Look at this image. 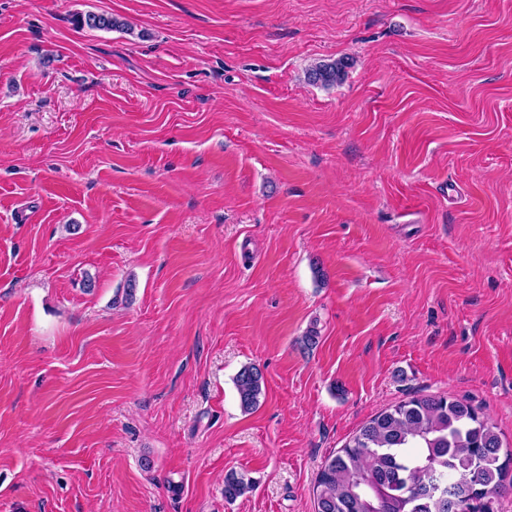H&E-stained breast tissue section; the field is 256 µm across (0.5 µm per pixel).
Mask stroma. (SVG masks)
Masks as SVG:
<instances>
[{"label": "stroma", "mask_w": 512, "mask_h": 512, "mask_svg": "<svg viewBox=\"0 0 512 512\" xmlns=\"http://www.w3.org/2000/svg\"><path fill=\"white\" fill-rule=\"evenodd\" d=\"M419 393L512 449V0H0V512H315ZM348 67L349 63L341 59L330 63L320 62L307 70L306 77L309 82L316 85L335 86L344 80ZM240 405L244 410L256 408L263 394L264 375L254 366L244 367L235 378ZM252 486L253 482L245 479L243 474L229 471L224 476V498L229 502L234 501L252 489Z\"/></svg>", "instance_id": "stroma-1"}]
</instances>
